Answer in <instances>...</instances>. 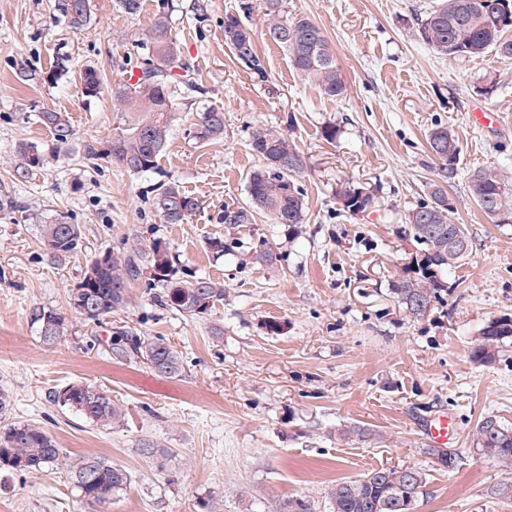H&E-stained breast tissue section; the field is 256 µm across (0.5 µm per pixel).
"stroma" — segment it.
<instances>
[{
  "label": "stroma",
  "instance_id": "1",
  "mask_svg": "<svg viewBox=\"0 0 512 512\" xmlns=\"http://www.w3.org/2000/svg\"><path fill=\"white\" fill-rule=\"evenodd\" d=\"M174 0L172 30L191 64L196 91L179 100L183 115L153 173L133 174L83 157L86 141L107 140L117 124L109 94L81 96L69 79L44 75L59 59L72 69L97 66L104 85L120 67H136L158 0L127 15L113 0H91L93 20L73 31L53 0H0V198L19 211L0 218V390L12 398L7 423L45 429L64 454H94L132 472L133 482L105 512H275L304 499L329 512L327 491L378 467L424 469L427 484L414 512H512L494 488L512 469L474 451L472 434L485 415L512 426V341L487 365L469 347L493 319L512 316V224L488 217L468 190L471 175L496 168L512 187V59L487 54L465 61L436 54L415 34L418 17L436 0H283L292 16H309L328 38L347 84L332 100L302 81L286 52L265 35L262 0ZM240 15L256 32L266 79L240 63L224 41V16ZM30 73L20 81V73ZM495 77L498 89L476 88ZM224 108V139L200 144L188 133L197 113ZM496 111L500 125L482 128L474 108ZM68 113L74 136L56 165L17 181L13 152L23 140L50 143L38 112ZM336 125L326 142L321 130ZM459 141L457 175L448 187L456 223L470 250L449 268L448 284L430 312L406 316L392 281L415 253L405 216L427 194L436 162L427 138L435 126ZM293 131L306 157L299 179L306 217L293 231L268 218L231 228L224 209L247 204L250 173L262 164L250 142L260 129ZM172 178L201 208L183 224L163 223L152 190ZM353 180L373 189L376 208L352 215L336 185ZM63 216L82 231L79 247L55 260L44 250L33 215ZM224 240L223 257L208 249ZM161 239L177 277L223 282L224 303L190 318L158 307L147 279L135 281L122 311L93 322L75 313L70 295L92 260L132 242ZM267 244L271 265L252 253ZM64 316L52 346L36 316ZM278 331H270V324ZM126 328L171 341L183 372L166 378L112 353ZM224 331L215 337L213 328ZM103 387L125 410L122 424L102 427L55 402L71 382ZM452 414L460 455L454 469L427 453L425 422ZM360 425L368 442L340 432ZM158 453L146 456L144 443ZM0 512H93L64 468L0 475Z\"/></svg>",
  "mask_w": 512,
  "mask_h": 512
}]
</instances>
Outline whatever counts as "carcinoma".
Returning a JSON list of instances; mask_svg holds the SVG:
<instances>
[{
	"label": "carcinoma",
	"mask_w": 512,
	"mask_h": 512,
	"mask_svg": "<svg viewBox=\"0 0 512 512\" xmlns=\"http://www.w3.org/2000/svg\"><path fill=\"white\" fill-rule=\"evenodd\" d=\"M282 0H264L265 35L282 47L291 66L305 79L315 83L324 95L341 99L347 84L336 63V56L317 23L308 17H288ZM54 10L73 30L92 21L90 0H54ZM169 0H159L158 12L149 35L143 41L147 55L137 69H156L159 77L148 81L137 76L133 84L126 76L134 70L120 71V78L110 90L118 123L112 136L104 142L85 141L84 157L104 159L113 166L133 174L157 170V159L168 141L177 111L181 86L189 83V68L181 57L177 39L169 26ZM512 29V0H439L436 6L418 18V38L436 53L466 60L483 56L490 50L512 57V40L504 38ZM224 40L244 66L259 76H266L265 63L257 53L252 28L240 17L224 15ZM74 80L86 99L98 98L103 92L99 71L91 66L80 71ZM40 122L53 135L55 146L21 143L16 149L13 171L27 179L59 160L60 151L73 138L68 116L62 112H39ZM190 133L199 142L224 138V107L211 105L200 113ZM428 147L437 161L438 180L431 183L427 199L408 212V234L415 243V256L397 273L391 292L398 305L412 318L425 316L447 288L442 278L445 270L461 263L469 252V239L463 225L454 222L452 207L444 186L456 176L460 147L445 127L433 128ZM251 148L264 160L248 180L250 202L246 206L224 207L223 223L253 224L262 212L275 224L295 228L305 218L303 190L298 177L304 172L306 158L294 139L279 131L260 129L253 134ZM468 189L482 211L501 223H512V189L504 184L498 171L485 168L474 173ZM337 202L343 210L356 215L378 202L374 192L354 182L336 188ZM154 209L166 224H183L200 209L197 198L183 191L177 181H160L152 198ZM41 242L54 258L76 250L81 229L65 217L47 219L40 225ZM71 304L87 301L94 305L86 319L98 321L129 303L131 285L144 277L159 288L154 303L184 316L204 314L224 302V285L209 277L175 278L173 256L167 243L156 240L143 249L132 245L123 252H105L89 265ZM41 339L56 343L64 329V318L52 311L38 314ZM116 334L124 345L115 355L133 358L166 377L183 371L180 352L163 336H138L125 328ZM512 338V319L502 317L488 324L469 350L473 362H491L505 340ZM54 400L69 406L88 420L109 426L122 421L121 405L101 387L89 383H71L54 393ZM473 447L484 456L512 467V427L497 416L483 417L473 433ZM437 464L454 468L458 452L454 448H429ZM64 463L69 479L79 496L90 505H107L127 490L133 477L124 467L98 455L67 457L53 437L32 424L9 425L0 432V471L8 473L39 472ZM427 484L426 473L414 467H380L364 477L339 482L328 492L330 512H413Z\"/></svg>",
	"instance_id": "1"
}]
</instances>
